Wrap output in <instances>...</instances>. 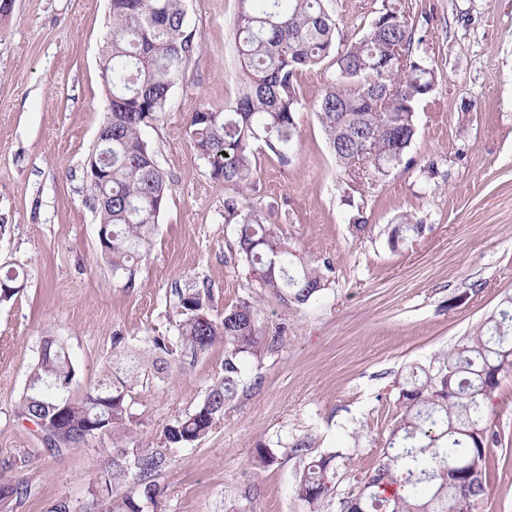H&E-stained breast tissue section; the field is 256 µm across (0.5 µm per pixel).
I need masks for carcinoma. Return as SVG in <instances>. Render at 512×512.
Instances as JSON below:
<instances>
[{
  "label": "carcinoma",
  "instance_id": "carcinoma-1",
  "mask_svg": "<svg viewBox=\"0 0 512 512\" xmlns=\"http://www.w3.org/2000/svg\"><path fill=\"white\" fill-rule=\"evenodd\" d=\"M235 24L239 96L222 111L203 108L190 119L196 152L224 185L249 188L256 164L252 143L262 140L285 158L299 131L295 115L303 107L297 75L334 56L338 81L316 108L336 160L348 172L365 160L370 179L386 175L412 144L416 108L435 89L433 63L413 49L406 15L391 0L345 51L336 49L338 23L324 0H238ZM109 30L101 67L112 75V142L105 185L90 183L93 210L112 231L101 253L113 274L132 271L152 247L167 185L144 128L166 111L169 94L199 49L186 23L183 0H109ZM224 223L236 224L238 256L261 292L292 309L322 290L321 268L298 259L275 225L257 210L242 212L224 201ZM423 225L404 218L391 231L395 248L404 234ZM183 320L174 336H152L140 347H125L112 337V360L102 379L81 386L65 343L42 337L16 415L57 429L45 446L52 454L79 447L89 439L112 441V462L88 486L92 500L107 499L111 512H157L161 487L154 477L171 467L177 454L194 447L221 420L224 406L246 384V362L263 348L283 344L284 327L260 319L257 301L244 300L209 314L206 288L178 292ZM224 344L223 375L192 411L163 424L149 445L137 439L143 421L136 412L137 388L151 374H162L191 354ZM512 369V308L489 316L473 335L452 349L410 368L395 384L396 413L388 425L386 448L373 474L358 482L341 501L344 512H448L454 502L467 507L486 495L487 448L498 443L484 426V401L499 386V373ZM68 396L58 416L59 394ZM270 440L257 448L254 464L269 467L278 458ZM354 455L329 451L314 456L294 478V498L304 512H326L336 498L337 470H352ZM459 483L448 484V471ZM130 482L131 492L113 498L114 488ZM22 482L0 476V498L22 499Z\"/></svg>",
  "mask_w": 512,
  "mask_h": 512
}]
</instances>
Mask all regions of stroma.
Wrapping results in <instances>:
<instances>
[{"instance_id": "35a3bbf8", "label": "stroma", "mask_w": 512, "mask_h": 512, "mask_svg": "<svg viewBox=\"0 0 512 512\" xmlns=\"http://www.w3.org/2000/svg\"><path fill=\"white\" fill-rule=\"evenodd\" d=\"M403 2L438 82L401 162L374 182L337 165L315 112L337 79L328 59L298 75L300 138L288 159L254 142L256 181L238 193L212 178L188 133L193 112L222 110L240 92L238 0H185L200 48L143 132L167 201L150 254L118 277L98 247L85 174L107 113L100 59L109 0H14L0 18V268H17L22 287L0 302V466L24 455L29 463L17 471L26 498L0 501V512H46L61 497L75 512H107L102 502L87 506L106 459L102 442L51 454L15 416L39 342L63 340L86 385L111 359L113 337L139 346L175 335L178 290L209 289L215 315L254 295L225 198L262 211L300 258L332 269L320 295L296 311L263 302L262 319L284 326V342L248 359L254 388L157 476L159 512H303L292 484L306 455L339 450L355 454L356 473L371 470L399 375L512 301V0ZM325 6L344 38L357 39L382 0ZM406 216L424 231L390 247L389 231ZM358 217L366 230L356 235ZM223 362L218 343L167 379L149 378L138 390L140 441L199 405ZM485 411L501 442L486 460L488 493L471 512H512V371ZM277 437V463L255 467L259 444ZM305 437L309 451H293Z\"/></svg>"}]
</instances>
